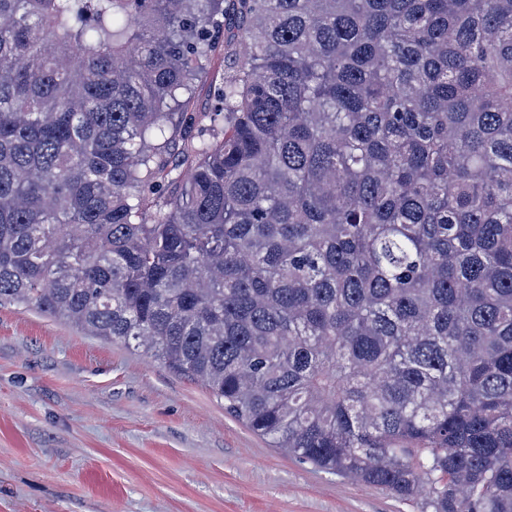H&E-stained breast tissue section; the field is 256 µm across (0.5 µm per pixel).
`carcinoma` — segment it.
Wrapping results in <instances>:
<instances>
[{
	"label": "carcinoma",
	"mask_w": 512,
	"mask_h": 512,
	"mask_svg": "<svg viewBox=\"0 0 512 512\" xmlns=\"http://www.w3.org/2000/svg\"><path fill=\"white\" fill-rule=\"evenodd\" d=\"M2 303L512 512V0H0ZM223 62L217 58L208 70V73L196 82L190 100V107L194 112H209L214 106L213 85L219 82L223 73Z\"/></svg>",
	"instance_id": "carcinoma-1"
}]
</instances>
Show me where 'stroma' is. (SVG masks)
Listing matches in <instances>:
<instances>
[{
    "label": "stroma",
    "mask_w": 512,
    "mask_h": 512,
    "mask_svg": "<svg viewBox=\"0 0 512 512\" xmlns=\"http://www.w3.org/2000/svg\"><path fill=\"white\" fill-rule=\"evenodd\" d=\"M0 512H422L285 455L199 381L0 306Z\"/></svg>",
    "instance_id": "obj_1"
}]
</instances>
